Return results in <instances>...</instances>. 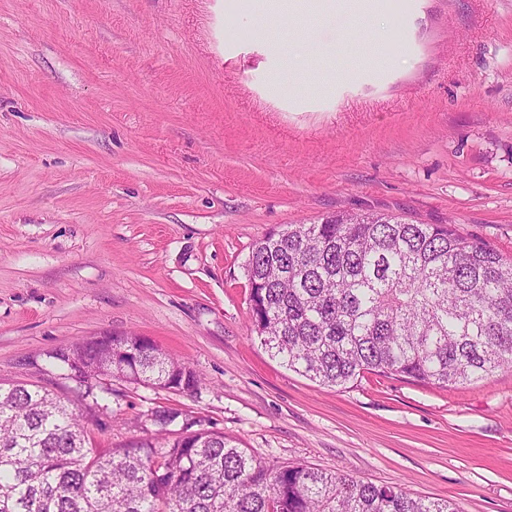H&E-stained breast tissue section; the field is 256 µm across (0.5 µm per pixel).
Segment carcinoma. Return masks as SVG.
<instances>
[{"label": "carcinoma", "instance_id": "carcinoma-1", "mask_svg": "<svg viewBox=\"0 0 512 512\" xmlns=\"http://www.w3.org/2000/svg\"><path fill=\"white\" fill-rule=\"evenodd\" d=\"M251 321L288 369L326 386L365 371L446 387L512 368V258L451 226L338 213L254 244ZM135 351L136 384L194 391L201 379L137 336L112 339V368ZM100 343L54 359L91 365ZM157 410L154 434L102 453L95 415L42 389L0 387V512H462L305 465L272 469L223 433Z\"/></svg>", "mask_w": 512, "mask_h": 512}]
</instances>
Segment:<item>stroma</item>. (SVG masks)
Returning <instances> with one entry per match:
<instances>
[{"mask_svg": "<svg viewBox=\"0 0 512 512\" xmlns=\"http://www.w3.org/2000/svg\"><path fill=\"white\" fill-rule=\"evenodd\" d=\"M0 0V385L92 407L95 448L172 409L274 467L512 512V369L329 387L252 331L245 262L377 212L512 258V0ZM383 33L378 56L360 54ZM149 338L202 380L84 384L56 350Z\"/></svg>", "mask_w": 512, "mask_h": 512, "instance_id": "obj_1", "label": "stroma"}]
</instances>
